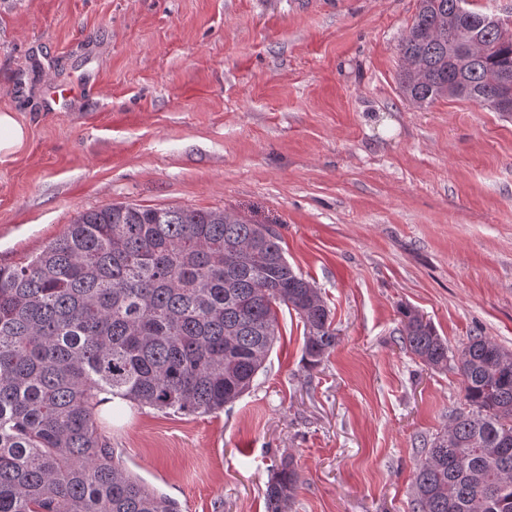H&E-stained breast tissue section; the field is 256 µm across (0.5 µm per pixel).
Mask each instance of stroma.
<instances>
[{
  "mask_svg": "<svg viewBox=\"0 0 512 512\" xmlns=\"http://www.w3.org/2000/svg\"><path fill=\"white\" fill-rule=\"evenodd\" d=\"M417 0H0V110L27 129L0 158V267L80 211L224 209L275 229L320 288L339 343L313 371L303 326L213 414L102 416L126 468L176 512H410L423 448L464 408L462 378L401 348L400 310L459 354L512 350V114L406 99L398 45ZM97 72L77 103L54 84ZM53 111H44L46 96ZM297 471L294 456L284 454L265 492L267 512H287L297 490Z\"/></svg>",
  "mask_w": 512,
  "mask_h": 512,
  "instance_id": "35a3bbf8",
  "label": "stroma"
}]
</instances>
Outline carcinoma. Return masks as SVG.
<instances>
[{"mask_svg":"<svg viewBox=\"0 0 512 512\" xmlns=\"http://www.w3.org/2000/svg\"><path fill=\"white\" fill-rule=\"evenodd\" d=\"M462 3L418 0L399 43L400 87L416 104L450 94L489 105L512 72V33ZM282 305L303 325L304 367H318L338 343L320 290L273 229L225 210L79 212L26 264L0 267V512H172L102 434L98 395L220 411L264 367ZM400 313L403 349L448 367L431 322ZM455 368L468 409L422 449L411 512H512V351L475 335ZM297 479L283 455L267 512H288Z\"/></svg>","mask_w":512,"mask_h":512,"instance_id":"1","label":"carcinoma"}]
</instances>
